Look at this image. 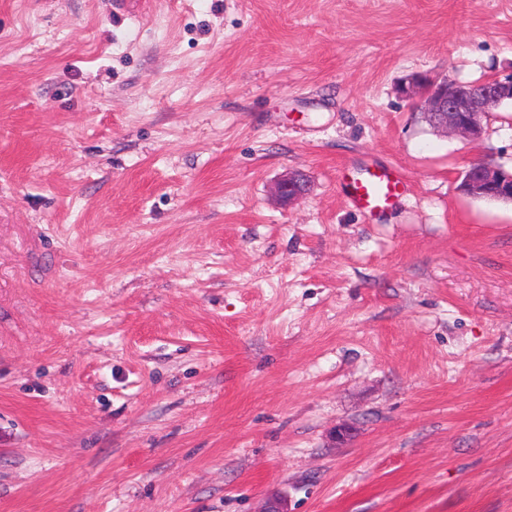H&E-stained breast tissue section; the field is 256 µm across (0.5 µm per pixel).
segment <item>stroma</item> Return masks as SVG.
<instances>
[{"label": "stroma", "instance_id": "stroma-1", "mask_svg": "<svg viewBox=\"0 0 512 512\" xmlns=\"http://www.w3.org/2000/svg\"><path fill=\"white\" fill-rule=\"evenodd\" d=\"M511 72L512 0H0V512H512V105L399 91ZM437 129L479 139L482 119L504 102L512 103V74L476 83L418 75L403 89ZM463 181L470 196L512 202V171L508 172L497 165L480 161L467 168ZM405 181L395 168L364 169L360 175L346 181L345 188L351 203L365 212L386 208L403 193ZM306 183L302 175L293 173L278 184V193L285 202L295 200L305 194Z\"/></svg>", "mask_w": 512, "mask_h": 512}]
</instances>
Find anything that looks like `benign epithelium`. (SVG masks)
Wrapping results in <instances>:
<instances>
[{"mask_svg":"<svg viewBox=\"0 0 512 512\" xmlns=\"http://www.w3.org/2000/svg\"><path fill=\"white\" fill-rule=\"evenodd\" d=\"M403 93L415 100L416 108L432 127L478 139L482 134V119L502 103L512 102V74L476 83L418 75ZM463 181L470 196L512 202V171L480 161L467 168ZM305 191V180L297 173L278 184V193L285 202L301 197Z\"/></svg>","mask_w":512,"mask_h":512,"instance_id":"1","label":"benign epithelium"}]
</instances>
